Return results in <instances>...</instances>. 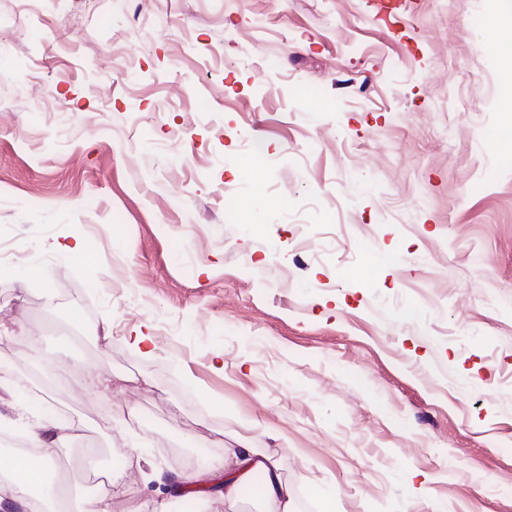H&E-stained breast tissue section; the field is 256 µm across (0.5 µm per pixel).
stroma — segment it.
Masks as SVG:
<instances>
[{"instance_id":"1","label":"stroma","mask_w":512,"mask_h":512,"mask_svg":"<svg viewBox=\"0 0 512 512\" xmlns=\"http://www.w3.org/2000/svg\"><path fill=\"white\" fill-rule=\"evenodd\" d=\"M510 43L512 0H0V434L57 406L112 512H226L152 475L243 421L297 512H512Z\"/></svg>"}]
</instances>
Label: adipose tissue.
<instances>
[{
	"label": "adipose tissue",
	"mask_w": 512,
	"mask_h": 512,
	"mask_svg": "<svg viewBox=\"0 0 512 512\" xmlns=\"http://www.w3.org/2000/svg\"><path fill=\"white\" fill-rule=\"evenodd\" d=\"M72 423L64 419L37 420L27 427L26 439L42 449L38 458L14 454L0 458V512H110L108 494L94 492L74 497L45 491L44 476L55 467L52 448L68 437ZM262 475L259 492L263 512H296L295 493L282 475L278 459L252 448L249 435L237 436V447L215 462L208 474L211 491L234 506L254 475Z\"/></svg>",
	"instance_id": "adipose-tissue-1"
}]
</instances>
